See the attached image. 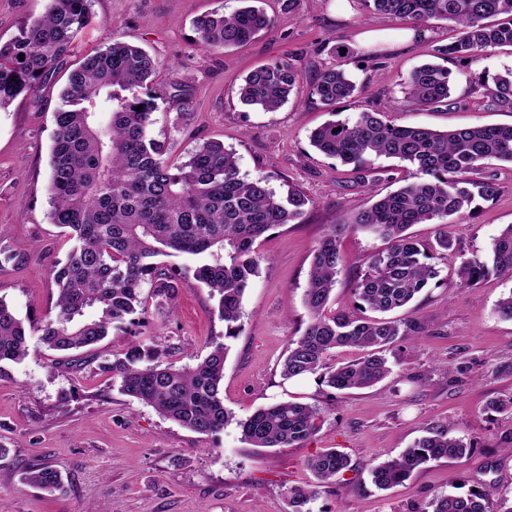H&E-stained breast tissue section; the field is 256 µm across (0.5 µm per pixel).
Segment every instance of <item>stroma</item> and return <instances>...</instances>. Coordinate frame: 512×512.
<instances>
[{"label":"stroma","mask_w":512,"mask_h":512,"mask_svg":"<svg viewBox=\"0 0 512 512\" xmlns=\"http://www.w3.org/2000/svg\"><path fill=\"white\" fill-rule=\"evenodd\" d=\"M48 0H0V43L40 17ZM239 0H95L92 20L71 55L39 86L0 111V297L19 317L42 319L57 297L51 269L71 247L50 224L47 184L53 114L59 91L89 55L115 40L149 52L158 64L161 94L150 128L164 142L170 161L187 160L208 139L235 150L241 173L269 175L270 188L286 195L295 188L311 199L302 223L270 231L260 242V274L242 301V331L229 341L221 393L224 405L244 418L277 400H299L320 408L323 422L299 448H255L236 425L200 435L162 417L152 407L121 394L104 366L120 358L132 339H155L160 360L181 368L195 365L211 343L224 338L214 299L191 273L197 257L166 263L186 280L172 306L147 305L130 332L112 331L93 356L69 363L64 353L29 338L21 363L0 369V507L5 512H287L290 486L312 481L305 460L326 448L344 451L358 467L321 493L312 512H420L439 494L496 483L512 490V415L487 412V402L512 393V321L496 311L512 281L489 276L477 287L456 284L455 263L440 265L438 278L406 308L401 320L425 327L389 351L393 372L381 383L341 394L317 382L298 385L280 377L291 339L309 319L304 304L311 253L328 225L368 206L372 193L395 190L405 171L381 158L385 179L368 191L349 167L311 147L312 129L330 118L310 94L315 74L336 63L359 92L338 110L350 116L389 108L401 126L444 131L472 124H512V111L469 91V68L453 65L455 88L437 108L405 105L404 82L429 61L453 31L433 21L407 50L369 56L354 49L358 32L403 29L408 19L364 10L359 0H261L274 20L269 32L220 51L197 44L198 18L237 9ZM348 47L341 58L335 45ZM275 60L296 64L303 77L274 113L242 105L237 90L252 70ZM484 176L497 180L499 195L471 217H450L448 231L460 255L488 257L489 244L512 224V165L493 162ZM338 247L343 271L333 296L337 309H352L351 288L368 258L383 247L361 233L343 235ZM444 423L473 445L461 460L429 463L403 483L380 491L370 482L373 464L398 456L425 427ZM48 463L64 476V489L48 494L22 482L32 461Z\"/></svg>","instance_id":"35a3bbf8"}]
</instances>
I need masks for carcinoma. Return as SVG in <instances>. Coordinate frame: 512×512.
Returning <instances> with one entry per match:
<instances>
[{
	"mask_svg": "<svg viewBox=\"0 0 512 512\" xmlns=\"http://www.w3.org/2000/svg\"><path fill=\"white\" fill-rule=\"evenodd\" d=\"M93 0H49L45 14L26 22L10 42L0 44V110L33 90L73 51L88 26ZM364 8L418 24L448 22L457 36L434 49L435 62L414 68L405 82V101L431 107L448 101L454 75L448 64L471 67L492 53H512V0H362ZM273 27L253 6L198 20L199 46L205 51L234 47ZM155 59L145 50L114 40L71 72L54 113L49 222L69 230L72 246L52 268L57 287L55 314L24 322L0 298V364L28 356V337L38 334L51 350H90L111 329L133 323L147 300L167 305L178 294L179 274L157 261L177 254L200 259L193 278L218 299L224 338L242 331V299L259 274L257 241L270 230L299 220L311 200L290 189L281 198L269 188V176L240 174L237 153L224 143L206 140L188 159L172 164L164 145L151 138L157 91ZM302 75L287 61H274L250 72L238 89L241 103L276 112L288 101ZM473 87L490 101L512 109V67L494 74L470 75ZM356 83L339 65L311 81L310 93L331 114L353 97ZM143 106L138 111L136 107ZM321 154L353 166L357 179L374 190L381 180L373 159L395 158L407 164L404 184L351 218L328 227L311 259L304 301L310 317L290 341L281 376L285 380L318 376L320 385L340 393L365 389L384 380L391 367L386 352L403 336L419 330L413 322L388 317L407 306L439 276L438 262L456 256L447 225L434 242L424 244L408 233L427 224L474 211L480 199L494 200L500 186L491 177L474 178L490 161L512 164V125L475 124L437 131L400 126L384 109L329 120L310 136ZM347 231L372 234L386 243L373 254L354 281L360 315L332 307L342 257L337 242ZM491 261L463 259L457 285L473 288L490 273L512 279V224L492 238ZM93 311L92 318L88 312ZM372 316H365V312ZM357 348L363 355L326 366L330 352ZM228 345L218 343L194 366L174 368L159 361L157 348L133 344L125 357L108 366L119 377L122 394L152 407L161 416L195 433L212 435L236 423L241 438L254 448H300L321 426L319 409L285 400L258 409L244 420L224 406L220 384ZM471 443L451 435L448 425L426 435L399 456L370 467L372 484L388 490L420 467L460 460ZM314 483L288 490V512H312L320 488L354 469L350 456L327 448L306 460ZM23 481L46 492L62 489L61 475L33 462ZM420 512H512V502L485 486L463 494H441Z\"/></svg>",
	"mask_w": 512,
	"mask_h": 512,
	"instance_id": "1",
	"label": "carcinoma"
}]
</instances>
